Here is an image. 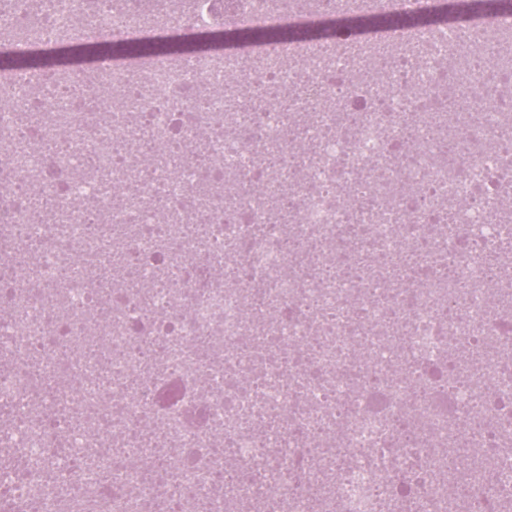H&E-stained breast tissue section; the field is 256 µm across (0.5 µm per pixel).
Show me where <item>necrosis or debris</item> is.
I'll use <instances>...</instances> for the list:
<instances>
[{
	"mask_svg": "<svg viewBox=\"0 0 512 512\" xmlns=\"http://www.w3.org/2000/svg\"><path fill=\"white\" fill-rule=\"evenodd\" d=\"M458 2L355 41L0 73V512H450L427 427L497 462L466 500L506 512L512 16ZM181 19L0 0L31 49Z\"/></svg>",
	"mask_w": 512,
	"mask_h": 512,
	"instance_id": "obj_1",
	"label": "necrosis or debris"
}]
</instances>
